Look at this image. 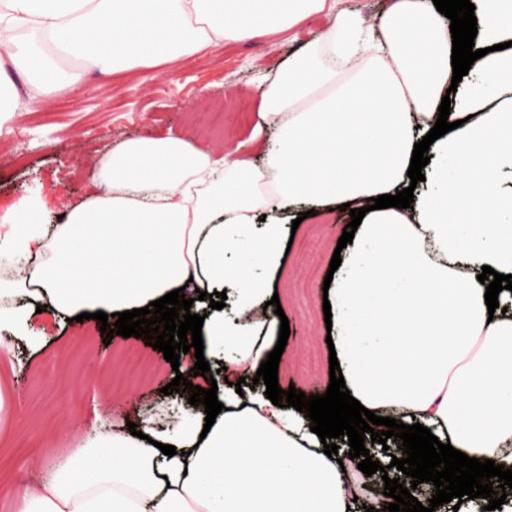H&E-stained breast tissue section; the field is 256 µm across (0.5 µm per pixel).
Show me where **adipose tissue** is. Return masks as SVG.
Returning <instances> with one entry per match:
<instances>
[{
	"mask_svg": "<svg viewBox=\"0 0 512 512\" xmlns=\"http://www.w3.org/2000/svg\"><path fill=\"white\" fill-rule=\"evenodd\" d=\"M340 0H0V126L49 86L76 81L61 61L106 76L147 68L210 44L291 28L313 13L328 24L308 53L269 82L260 116L279 140L264 166L214 156L181 138L134 140L102 162L106 186L45 231V205L27 203L0 233V255L33 261L25 308L0 307V350L37 309L76 315L148 306L192 283L230 288L242 314L210 316L204 333L232 344L226 360L254 377L277 329L271 274L305 205L365 208L409 187L415 143L450 99L457 127L428 155L435 188L410 208L367 211L328 291L336 355L351 396L379 416L395 412L440 442L512 470V291L489 312L483 266L512 274V0H478L475 48L484 52L466 93H449L452 38L433 0H394L379 26ZM27 79L19 95L13 77ZM277 215L252 226L259 212ZM269 276L253 278L252 267ZM225 410L160 445L121 426L61 465L21 512H348L336 458L311 421L250 388L225 387ZM172 445L167 456L162 446Z\"/></svg>",
	"mask_w": 512,
	"mask_h": 512,
	"instance_id": "adipose-tissue-1",
	"label": "adipose tissue"
}]
</instances>
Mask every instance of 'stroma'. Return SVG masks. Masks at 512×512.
<instances>
[{"label":"stroma","mask_w":512,"mask_h":512,"mask_svg":"<svg viewBox=\"0 0 512 512\" xmlns=\"http://www.w3.org/2000/svg\"><path fill=\"white\" fill-rule=\"evenodd\" d=\"M327 24L313 14L291 29L211 45L148 70L102 77L69 61L79 72L73 85H55L31 101L21 118L0 131V215L15 203L44 197L47 223L59 224L72 204L105 191L103 159L136 139L179 137L213 151L236 150L263 165L277 140L275 128H259L265 90L260 76L301 57ZM348 212L316 211L298 226L274 282L289 320L290 336L280 358L281 389L324 394L330 383L323 312V283ZM100 321H67L35 314L27 337L11 339L9 359L0 360V512H17L15 489L34 488L59 464L95 443L96 425L140 423L142 402L191 423L179 394L163 387L177 370L194 367V353L172 369L161 351L143 339L105 341ZM138 354L144 369L130 377L125 358Z\"/></svg>","instance_id":"1"}]
</instances>
